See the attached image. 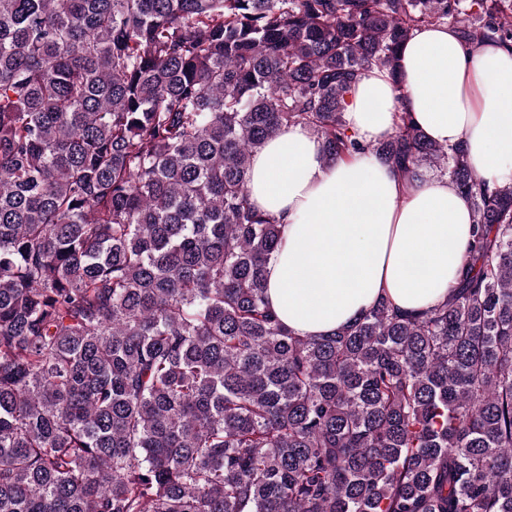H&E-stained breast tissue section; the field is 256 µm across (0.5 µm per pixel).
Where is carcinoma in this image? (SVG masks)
Returning <instances> with one entry per match:
<instances>
[{"mask_svg":"<svg viewBox=\"0 0 512 512\" xmlns=\"http://www.w3.org/2000/svg\"><path fill=\"white\" fill-rule=\"evenodd\" d=\"M431 24L512 50V0H0V512H512V179L343 119ZM290 125L470 200L443 305L282 324L248 181Z\"/></svg>","mask_w":512,"mask_h":512,"instance_id":"obj_1","label":"carcinoma"}]
</instances>
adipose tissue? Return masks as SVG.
Listing matches in <instances>:
<instances>
[{"label": "adipose tissue", "instance_id": "adipose-tissue-1", "mask_svg": "<svg viewBox=\"0 0 512 512\" xmlns=\"http://www.w3.org/2000/svg\"><path fill=\"white\" fill-rule=\"evenodd\" d=\"M401 81L399 97L374 69L347 96L344 119L360 141L387 139L406 109L432 142L465 141L478 179L512 178V50L472 52L451 26H425L401 50ZM248 188L253 206L285 226L266 296L302 336L333 333L383 298L405 313L430 309L455 285L473 239L471 205L448 178L409 185L370 156L326 164L299 125L255 153Z\"/></svg>", "mask_w": 512, "mask_h": 512}]
</instances>
